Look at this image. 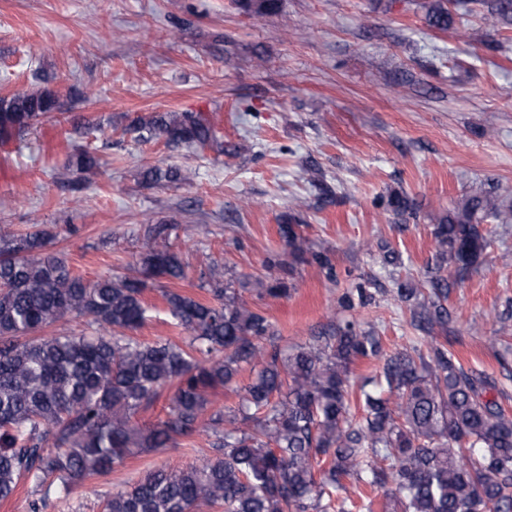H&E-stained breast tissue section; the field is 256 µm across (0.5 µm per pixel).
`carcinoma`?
I'll use <instances>...</instances> for the list:
<instances>
[{"label": "carcinoma", "mask_w": 512, "mask_h": 512, "mask_svg": "<svg viewBox=\"0 0 512 512\" xmlns=\"http://www.w3.org/2000/svg\"><path fill=\"white\" fill-rule=\"evenodd\" d=\"M464 11L488 8L493 23L512 25V0H422L428 24L446 30L447 2ZM256 18L279 11V0H243ZM43 89L0 97V138L22 136L54 112ZM143 139L188 149L220 145L201 112L156 113L132 125ZM69 167L92 182L98 163L77 148ZM196 172L147 168V182L187 184ZM512 224V205L492 193L466 197L432 234L439 266L472 268L490 246L482 221ZM46 230L0 236V500L20 484L68 495L94 475L126 466L137 453L210 432L215 454L187 469L158 468L109 495L105 512H359L353 491L391 487L394 512H512V412L487 394L496 381L467 370L446 343L430 353L386 352L375 330L348 321L326 336L282 350L276 330L240 301L218 266L206 280L208 298L172 288L161 298L188 343L145 342L130 335L153 318L149 284L185 279L167 245L141 256L134 274L88 281L61 253L47 250ZM261 293H288L293 265L264 262ZM417 301L411 325L448 324V281L431 291L400 286ZM67 315L90 318L92 331L34 337ZM359 359L381 362L364 379ZM249 372L239 385L238 377ZM171 388L168 417L143 426L135 416ZM237 393L235 407L209 411V393ZM359 392L361 413L352 412Z\"/></svg>", "instance_id": "1"}]
</instances>
